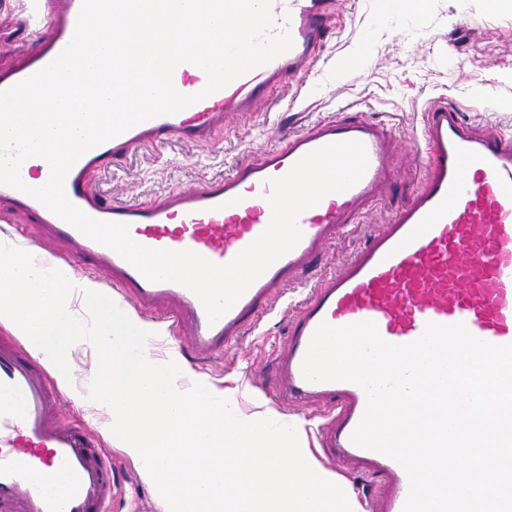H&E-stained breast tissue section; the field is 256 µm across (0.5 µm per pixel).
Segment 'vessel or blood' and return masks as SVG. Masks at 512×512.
<instances>
[{
    "label": "vessel or blood",
    "mask_w": 512,
    "mask_h": 512,
    "mask_svg": "<svg viewBox=\"0 0 512 512\" xmlns=\"http://www.w3.org/2000/svg\"><path fill=\"white\" fill-rule=\"evenodd\" d=\"M30 2L48 33L19 69L0 73V91L44 68L67 46L82 5V0ZM333 6L334 0H272L275 19L286 22L293 40L288 52L209 95L203 92L207 76L201 68L178 65L175 88L197 95V102L91 148L66 176L65 192L73 205L92 218L127 224L136 243L190 250L225 264L269 225L271 179L286 175L303 156L323 146L363 143L368 165L362 178L302 212L297 245L271 264L216 322H209L191 290L147 279L112 248L89 238L29 194L0 185V198L67 245L60 261L71 267L82 264L84 271L110 280L140 313L168 322L198 356L213 355L267 314L284 288L383 197L395 174L389 132L364 119L322 120L290 137L283 147L237 165L224 178L149 203H104L90 176L138 147L170 139L188 146L206 142L240 114L257 110L279 83H306L325 47ZM423 140L425 175L411 204L353 259L317 280L288 326L287 346L271 377L277 399L315 402L329 415L323 444L329 460L361 466L381 478L377 512H403L409 478L396 460L352 442L367 405L361 386L304 378L302 363L318 326L370 321L385 341L404 345L417 340L427 323H461L478 339L512 343V139L472 127L452 106L436 105L426 115ZM116 490L112 459L98 434L66 422L46 373L12 337L0 336V512H107Z\"/></svg>",
    "instance_id": "1"
}]
</instances>
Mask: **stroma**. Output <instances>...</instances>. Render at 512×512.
<instances>
[{
  "instance_id": "1",
  "label": "stroma",
  "mask_w": 512,
  "mask_h": 512,
  "mask_svg": "<svg viewBox=\"0 0 512 512\" xmlns=\"http://www.w3.org/2000/svg\"><path fill=\"white\" fill-rule=\"evenodd\" d=\"M26 17L25 0H0V71L18 68L35 48ZM333 25L332 39L304 87L275 86L260 109L239 116L214 142L139 148L92 176L94 189L106 201L153 202L222 177L236 163L258 159L319 119L357 112L386 123L396 147L392 186L363 223L339 234L317 266L286 288L257 326L211 358L196 356L169 334L151 339L155 359L179 355L192 380L217 392L234 390L243 413L271 409L286 419L313 422L308 439L317 456L322 453V411L274 401L267 388L268 364L285 347L296 304L321 275L338 270L411 203L423 177L415 150L430 107L452 104L478 129L512 135V9L491 0H427L425 16L418 20L393 13L387 0H338ZM489 90L498 108L485 102ZM106 448L124 488L113 499L112 512H165L137 460L117 444Z\"/></svg>"
}]
</instances>
